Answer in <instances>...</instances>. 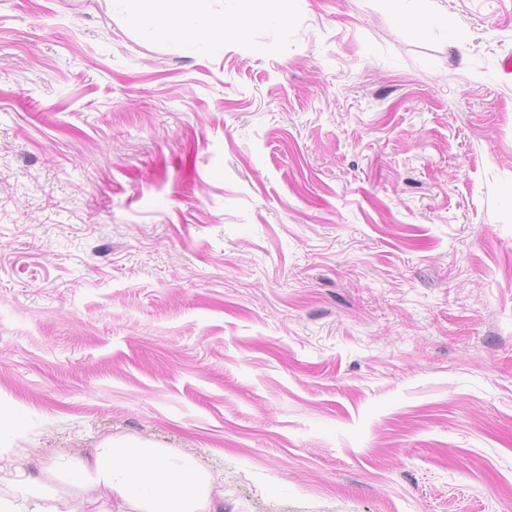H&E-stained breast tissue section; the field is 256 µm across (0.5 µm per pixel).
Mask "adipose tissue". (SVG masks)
<instances>
[{"mask_svg":"<svg viewBox=\"0 0 512 512\" xmlns=\"http://www.w3.org/2000/svg\"><path fill=\"white\" fill-rule=\"evenodd\" d=\"M177 6L172 21L151 15L147 0H112V6L136 25L141 38H175L191 52L245 36L256 16L251 0H222L220 16L207 15L194 0H160ZM65 477L111 492L126 512H212L213 480L192 458L173 456L158 448L108 440L95 449L92 459L76 458L60 467Z\"/></svg>","mask_w":512,"mask_h":512,"instance_id":"adipose-tissue-1","label":"adipose tissue"}]
</instances>
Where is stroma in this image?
<instances>
[{
	"label": "stroma",
	"mask_w": 512,
	"mask_h": 512,
	"mask_svg": "<svg viewBox=\"0 0 512 512\" xmlns=\"http://www.w3.org/2000/svg\"><path fill=\"white\" fill-rule=\"evenodd\" d=\"M255 7L0 0V512H113L58 476L112 438L218 512H512V0ZM148 1L164 5H182L172 21L160 22L146 7ZM256 0H222V14L218 17L207 15L202 9L205 0H113L112 8L126 13L136 25L144 40L173 37L183 48L191 52H206L231 39L240 40L249 26L261 20L251 10L250 3Z\"/></svg>",
	"instance_id": "obj_1"
}]
</instances>
